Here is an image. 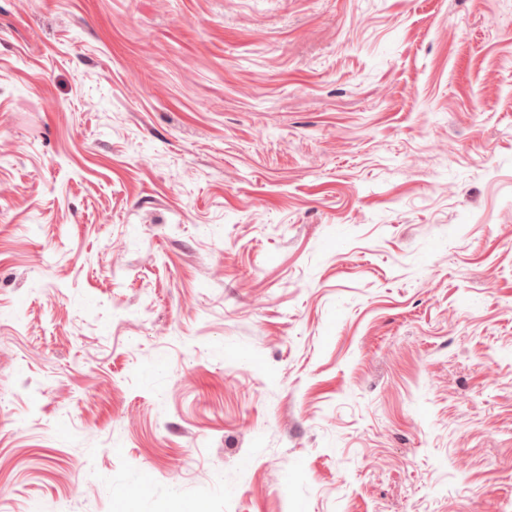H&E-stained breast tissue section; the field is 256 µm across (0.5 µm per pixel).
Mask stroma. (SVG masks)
I'll use <instances>...</instances> for the list:
<instances>
[{
	"label": "stroma",
	"mask_w": 512,
	"mask_h": 512,
	"mask_svg": "<svg viewBox=\"0 0 512 512\" xmlns=\"http://www.w3.org/2000/svg\"><path fill=\"white\" fill-rule=\"evenodd\" d=\"M9 512H512V0H0Z\"/></svg>",
	"instance_id": "1"
}]
</instances>
